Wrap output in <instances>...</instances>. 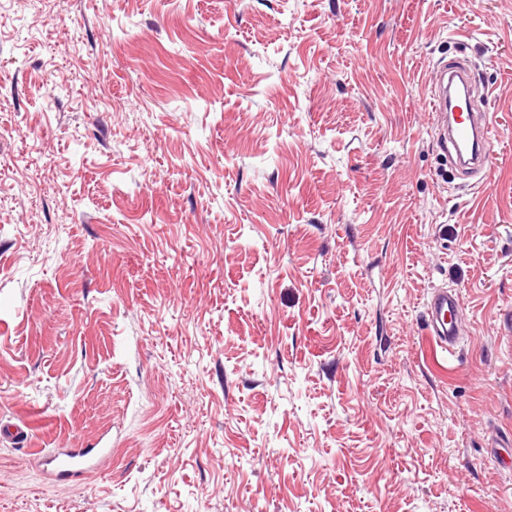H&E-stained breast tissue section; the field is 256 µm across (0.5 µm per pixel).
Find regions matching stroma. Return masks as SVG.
Masks as SVG:
<instances>
[{
  "label": "stroma",
  "mask_w": 512,
  "mask_h": 512,
  "mask_svg": "<svg viewBox=\"0 0 512 512\" xmlns=\"http://www.w3.org/2000/svg\"><path fill=\"white\" fill-rule=\"evenodd\" d=\"M4 423L0 512H512V0H0ZM464 109L461 120L456 121L453 104L447 97L434 99L431 103V112H444L438 113L441 125L445 126L447 114L451 124L448 135V143L452 148L448 147L449 165L461 174L472 176L480 173L485 167L488 161L485 145L490 143L495 135L488 114L474 108L472 100ZM463 148L470 150L469 158L464 163L460 158V151ZM460 297L455 290L436 289L426 303V329L443 354L454 355L460 340L458 311ZM78 447L55 448L39 458L43 475L50 480L68 481L91 470L97 460L107 455L111 448Z\"/></svg>",
  "instance_id": "35a3bbf8"
}]
</instances>
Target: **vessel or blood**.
Instances as JSON below:
<instances>
[{
	"label": "vessel or blood",
	"instance_id": "1",
	"mask_svg": "<svg viewBox=\"0 0 512 512\" xmlns=\"http://www.w3.org/2000/svg\"><path fill=\"white\" fill-rule=\"evenodd\" d=\"M494 138L493 127L487 113L473 105H466L458 121H452L448 142L449 165L465 175L481 172L488 161L485 146ZM460 297L456 291L436 289L426 303V329L443 354H454L460 340L458 311ZM98 447L57 448L41 457L39 466L43 475L51 480L67 481L91 470L98 459L105 456Z\"/></svg>",
	"mask_w": 512,
	"mask_h": 512
}]
</instances>
